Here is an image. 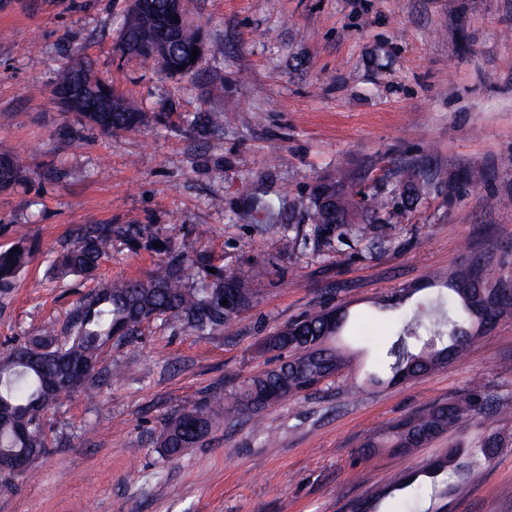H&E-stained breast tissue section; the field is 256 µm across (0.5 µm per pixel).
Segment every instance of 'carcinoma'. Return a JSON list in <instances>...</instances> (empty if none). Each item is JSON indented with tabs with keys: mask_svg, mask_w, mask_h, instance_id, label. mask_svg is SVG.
<instances>
[{
	"mask_svg": "<svg viewBox=\"0 0 512 512\" xmlns=\"http://www.w3.org/2000/svg\"><path fill=\"white\" fill-rule=\"evenodd\" d=\"M168 0H152V9L128 15L118 49L144 61L158 62L154 42L147 34L174 29L178 40L169 58L161 64L170 77L191 78L206 52L205 35L187 23L186 8L172 15ZM198 50L197 58L190 55ZM52 93L73 120L58 131L73 140L85 129L103 134L135 132L149 117L134 103L116 94L100 78L92 61L75 52L60 69ZM33 182L29 163L13 150L0 146V193L27 187ZM322 185L339 187L337 200L326 203L315 195L313 223L335 226L336 244L343 243L345 228L354 227L364 239L372 225L384 222L388 199L377 193L356 201L336 178ZM431 187L427 169L403 166L391 189L392 198L412 206L419 195ZM122 241L136 250L143 244L160 243L162 259L143 279L101 280L83 294L70 309L66 322L49 324L39 334L28 337L0 353V456L27 455L36 461L47 452L43 429L44 412L61 395L99 391L112 386L122 372L104 364L102 352L110 343L130 342L141 334V327L160 319L175 332L206 335L224 329L237 313L248 308L256 294L255 282L261 275L253 269L236 273L232 282L237 293V310H224V273H210L209 258L202 252L188 253L171 240L152 236L148 224L94 223L75 226L66 246L55 258L54 277L94 278L112 244ZM19 247L13 251V247ZM36 248L22 235L11 246L0 248V294H7L34 259ZM453 287L445 296L422 300L399 317L395 339L381 359V369L394 383L426 376L459 358L480 333L473 307L484 305L489 311H512V300H503L498 289L476 286L467 266L450 275ZM348 312L336 323L327 319L321 307L278 328L264 346L272 351L287 350L284 360L250 378L233 400L214 396L205 401H190L174 412L162 425L158 447L167 459H176L188 448L202 442L226 421L241 415L262 428L263 414L271 407L264 398L267 389L281 392L280 399L298 396L318 388V383L342 370L347 362L336 347V337L345 328ZM509 404L495 400L478 387L437 402L394 425L365 448L392 447L403 451L426 446L450 431L458 433L448 453L425 468L412 472L369 500L366 512H378L380 502L404 491L417 497L413 512H443L447 499L472 470L493 461L504 442L494 429L478 433L469 444L466 429L487 417L501 414Z\"/></svg>",
	"mask_w": 512,
	"mask_h": 512,
	"instance_id": "1",
	"label": "carcinoma"
}]
</instances>
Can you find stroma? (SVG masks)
Returning <instances> with one entry per match:
<instances>
[{
    "label": "stroma",
    "mask_w": 512,
    "mask_h": 512,
    "mask_svg": "<svg viewBox=\"0 0 512 512\" xmlns=\"http://www.w3.org/2000/svg\"><path fill=\"white\" fill-rule=\"evenodd\" d=\"M129 0H0V145L54 182L0 194V246L38 245L0 297V344L63 322L86 283L47 271L77 224H148L203 250L228 273L260 269V291L224 332L172 335L145 324L106 348L123 372L112 388L61 399L44 416L52 444L30 474L0 481V512H348L442 455L451 435L400 453L364 442L473 384L512 402V314L465 357L420 379L371 375L401 313L441 291L474 252L487 279H512V0H187L206 37L194 78L121 54ZM91 58L148 124L133 133L60 139L52 96L71 52ZM220 112L224 128L190 126ZM422 163L434 185L413 208L394 202L371 237L335 252L292 234L312 226L316 184L387 193ZM469 166L488 182L449 185ZM205 229L196 237V229ZM152 249L114 242L101 278H142ZM341 306L348 367L318 389L242 417L177 459L156 439L185 401L233 397L268 367L265 338L319 306ZM498 456L448 499V512H512V412Z\"/></svg>",
    "instance_id": "35a3bbf8"
}]
</instances>
